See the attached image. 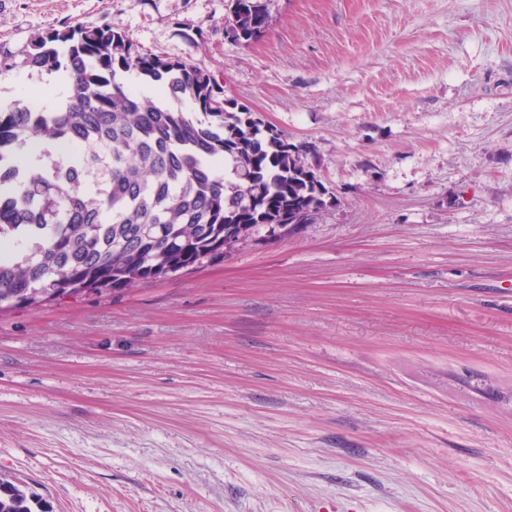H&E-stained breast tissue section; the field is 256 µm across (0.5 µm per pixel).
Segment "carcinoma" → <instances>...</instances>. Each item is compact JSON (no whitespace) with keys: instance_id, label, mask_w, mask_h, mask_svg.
<instances>
[{"instance_id":"cac0c4a2","label":"carcinoma","mask_w":512,"mask_h":512,"mask_svg":"<svg viewBox=\"0 0 512 512\" xmlns=\"http://www.w3.org/2000/svg\"><path fill=\"white\" fill-rule=\"evenodd\" d=\"M228 26L239 42L260 38L265 0H231ZM0 66L59 72L68 88L51 108L0 106V312L222 261L224 238L276 240L332 205L304 146L263 130L207 71L110 26L49 29ZM129 72L178 106L126 87ZM0 512L47 510L1 479Z\"/></svg>"}]
</instances>
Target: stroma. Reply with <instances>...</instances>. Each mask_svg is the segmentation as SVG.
<instances>
[{
  "label": "stroma",
  "mask_w": 512,
  "mask_h": 512,
  "mask_svg": "<svg viewBox=\"0 0 512 512\" xmlns=\"http://www.w3.org/2000/svg\"><path fill=\"white\" fill-rule=\"evenodd\" d=\"M0 0V58L108 25L190 62L336 206L0 314V476L50 512H512V0ZM0 74V102L57 98ZM228 26L235 41L249 44L260 38L269 26L265 0H231Z\"/></svg>",
  "instance_id": "35a3bbf8"
}]
</instances>
